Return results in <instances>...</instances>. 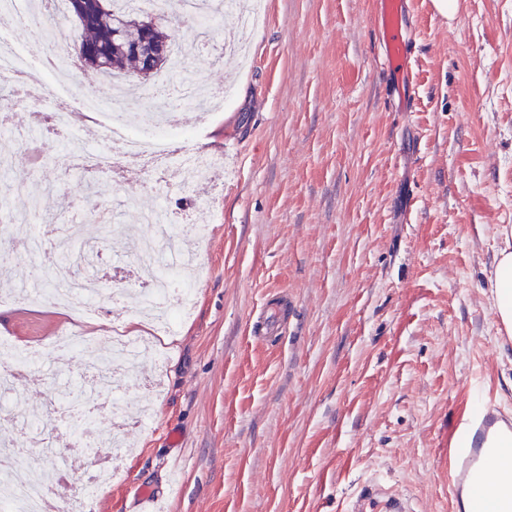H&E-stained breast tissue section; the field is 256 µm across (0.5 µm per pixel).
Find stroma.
Masks as SVG:
<instances>
[{
	"instance_id": "1",
	"label": "stroma",
	"mask_w": 512,
	"mask_h": 512,
	"mask_svg": "<svg viewBox=\"0 0 512 512\" xmlns=\"http://www.w3.org/2000/svg\"><path fill=\"white\" fill-rule=\"evenodd\" d=\"M248 60L221 53L240 32L229 20L201 31L171 17L200 83L232 97L192 141L224 157V187L190 169L180 183L147 172L120 185L95 182L105 205L83 215L85 180L70 143L35 164L18 149L0 169V216L38 207L72 239L81 276L113 272L129 241L112 226L148 234L138 214L182 204L203 209L205 241L186 238L191 306L161 362L139 379L115 374L126 409L154 417L124 430L130 454L111 487L89 493L82 512H141L140 488L169 512H353L361 495L410 498L414 512H452L445 454L481 386L512 412V340L500 337L491 279L512 229V0H456L452 16L413 0L404 35L416 61L411 111H396L383 65L373 0H264ZM56 192L11 191L16 176ZM0 336L46 352L16 388L11 436L43 456L45 433L27 414H55L75 447L74 406L97 388L82 383L107 358L113 328L141 306L140 285L94 315L22 304L19 283L48 276L24 253L0 261ZM87 325V349L51 348Z\"/></svg>"
}]
</instances>
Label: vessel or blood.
I'll use <instances>...</instances> for the list:
<instances>
[{"label":"vessel or blood","mask_w":512,"mask_h":512,"mask_svg":"<svg viewBox=\"0 0 512 512\" xmlns=\"http://www.w3.org/2000/svg\"><path fill=\"white\" fill-rule=\"evenodd\" d=\"M406 0H375L374 16L382 32L386 66L397 84V106L410 110L402 83L414 60L403 39V10ZM458 443L448 451V494L454 512H512L495 496L483 497V490L497 485L512 472V414L492 400H480L476 409L457 426Z\"/></svg>","instance_id":"1"}]
</instances>
